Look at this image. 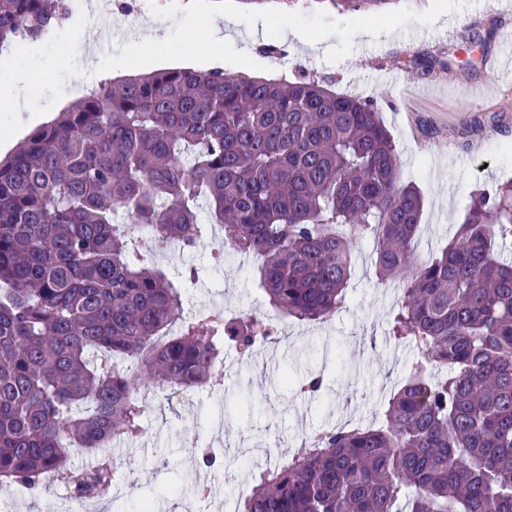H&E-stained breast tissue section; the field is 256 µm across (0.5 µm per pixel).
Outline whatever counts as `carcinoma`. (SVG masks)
I'll use <instances>...</instances> for the list:
<instances>
[{
  "label": "carcinoma",
  "instance_id": "1",
  "mask_svg": "<svg viewBox=\"0 0 512 512\" xmlns=\"http://www.w3.org/2000/svg\"><path fill=\"white\" fill-rule=\"evenodd\" d=\"M379 18L395 0H327ZM71 0H0V53L36 41ZM374 102L305 72L222 69L110 79L0 160V485L63 475L108 496L100 453L144 434L141 389L207 385L225 348L273 335L263 316H187L134 231L192 249L205 225L257 258L279 316L324 322L347 301L353 241L401 294L388 335L418 356L377 427L318 432L252 474L237 512H512V183L472 200L441 253L414 258L423 201ZM92 454L84 468L74 454Z\"/></svg>",
  "mask_w": 512,
  "mask_h": 512
}]
</instances>
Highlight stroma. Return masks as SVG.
Returning <instances> with one entry per match:
<instances>
[{"label": "stroma", "mask_w": 512, "mask_h": 512, "mask_svg": "<svg viewBox=\"0 0 512 512\" xmlns=\"http://www.w3.org/2000/svg\"><path fill=\"white\" fill-rule=\"evenodd\" d=\"M165 2L167 10L157 15L156 25L166 32L171 55L196 52L203 32L192 22H174L184 0ZM197 2L214 16L233 13L239 18L235 39L238 45L249 44L250 52L225 49V71L251 72L252 53L277 39L272 32L255 39L254 19L285 10L318 47L299 44L271 56L269 77L293 79L300 66L328 80L336 93L374 101L400 156L401 183L417 187L424 200L415 257L432 258L447 245L477 192L512 181V69L489 66L505 45H512L507 0H395L386 12L392 25L387 38L348 36L347 27L369 23V16L336 11L325 0H268L259 7L240 0ZM96 7L95 0H75L71 25L85 28L103 59L126 55L122 43L102 42ZM67 34L61 28L0 55V70L18 72L29 82V111L54 116L73 101L83 54L58 60L57 46ZM418 59L430 60V70L416 69ZM486 86L494 88V97L482 95ZM353 244L348 300L328 320L277 319L284 337L255 347L244 358L227 350L233 377L220 369L204 387L143 391L145 433L137 443L108 448V456L122 464V479L111 498L98 502L97 512H136L145 498L152 512H188L202 483L212 488L209 512H234L251 490V472L280 463L306 436L348 424L379 425L416 349L388 337L400 290L396 282L377 277L374 241L357 236ZM152 262L175 281L184 268H198V281L182 288L187 313L211 307L233 317L270 311L252 256L228 251L218 272L201 245L171 249L154 255ZM314 372L326 379L317 398L279 384L282 374L301 380ZM208 446L236 458V465L193 467L195 448ZM66 493L61 478L36 496L5 487L0 489V512H66Z\"/></svg>", "instance_id": "stroma-1"}]
</instances>
